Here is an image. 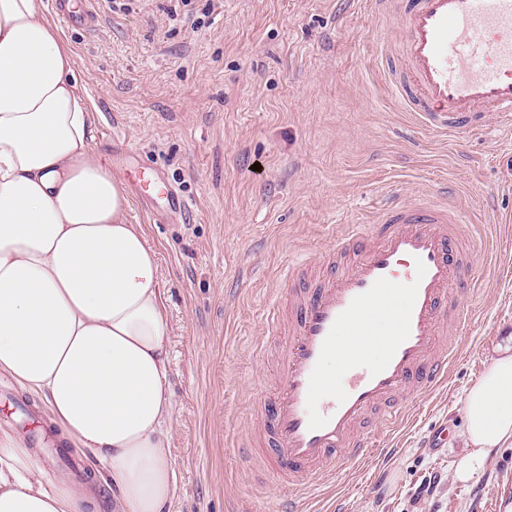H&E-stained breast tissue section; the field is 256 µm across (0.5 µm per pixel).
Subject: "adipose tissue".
I'll return each instance as SVG.
<instances>
[{
  "label": "adipose tissue",
  "instance_id": "ef3b65f1",
  "mask_svg": "<svg viewBox=\"0 0 512 512\" xmlns=\"http://www.w3.org/2000/svg\"><path fill=\"white\" fill-rule=\"evenodd\" d=\"M73 53L43 0H0V373L40 395L89 451L114 512H163L173 395L156 251L93 146ZM458 477L512 440V352L465 399ZM85 486L44 484L0 433V512H85Z\"/></svg>",
  "mask_w": 512,
  "mask_h": 512
}]
</instances>
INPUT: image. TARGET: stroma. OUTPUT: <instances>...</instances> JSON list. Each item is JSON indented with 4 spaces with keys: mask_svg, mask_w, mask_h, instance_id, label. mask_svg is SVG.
<instances>
[{
    "mask_svg": "<svg viewBox=\"0 0 512 512\" xmlns=\"http://www.w3.org/2000/svg\"><path fill=\"white\" fill-rule=\"evenodd\" d=\"M93 28L63 35L94 116L93 146L135 152L160 169L191 212L156 222L132 203L164 282L173 393L166 512H278L288 487L254 445L260 409L281 371L284 333L266 321L288 299L280 273L300 263L314 281L349 226L387 198L447 189L468 208L458 234L477 239L476 317L457 335L447 384L404 395L409 416L382 440L394 454L339 467L305 512H512V445L468 480L463 402L512 347V129L421 127L390 97L404 29L372 0H95ZM35 412L46 479L86 480L88 453L50 428L38 397L0 373V432L18 435L17 408ZM448 426L444 448L428 445ZM438 476L420 498L423 479Z\"/></svg>",
    "mask_w": 512,
    "mask_h": 512,
    "instance_id": "stroma-1",
    "label": "stroma"
}]
</instances>
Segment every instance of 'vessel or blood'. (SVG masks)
<instances>
[{
	"label": "vessel or blood",
	"instance_id": "b4317fda",
	"mask_svg": "<svg viewBox=\"0 0 512 512\" xmlns=\"http://www.w3.org/2000/svg\"><path fill=\"white\" fill-rule=\"evenodd\" d=\"M56 2L67 26L94 17L91 6ZM402 4L403 66L388 84L395 101L444 133L477 130L488 112L512 127V0ZM462 222L441 199L391 201L340 240L341 263L326 265L318 285L269 307L267 322L288 330L262 429L266 466L289 487L280 512H302L331 482L337 458L371 459L382 431L406 421V390L446 384L459 349L439 338L471 320L453 296L477 255L456 233ZM382 332L386 343L367 346Z\"/></svg>",
	"mask_w": 512,
	"mask_h": 512
}]
</instances>
